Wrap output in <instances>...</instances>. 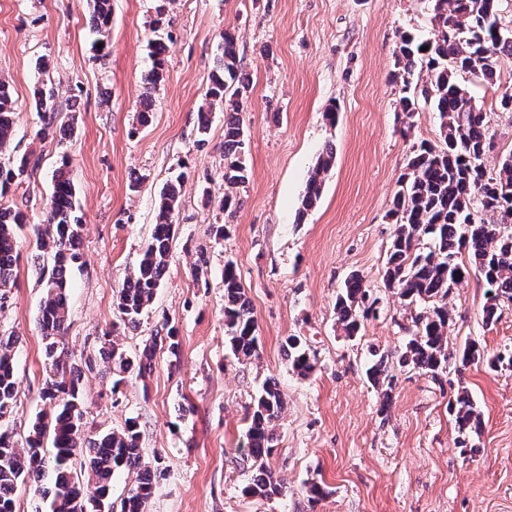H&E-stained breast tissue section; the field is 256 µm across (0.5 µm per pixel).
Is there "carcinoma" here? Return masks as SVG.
<instances>
[{
  "instance_id": "obj_1",
  "label": "carcinoma",
  "mask_w": 512,
  "mask_h": 512,
  "mask_svg": "<svg viewBox=\"0 0 512 512\" xmlns=\"http://www.w3.org/2000/svg\"><path fill=\"white\" fill-rule=\"evenodd\" d=\"M501 0H431L434 37L417 42L408 34L401 36L398 61L403 111L415 112V88L412 77L417 66L427 69L429 85L421 90L425 102L438 114L444 147L437 150L427 142L413 147L407 173L393 199L395 230L386 251L384 287L393 290L406 305L418 311L407 328L409 339L398 355V365L418 370L435 378L454 360L463 366L487 362L490 368L506 362L512 354H489L478 343L466 342L449 348L448 328L452 321L448 295L475 269L486 285L483 321L498 319L504 302H512V151L501 156L498 172L486 170L484 159L491 150L486 113L477 106L458 77L469 75L489 84L496 75L497 55H512V29L500 26ZM111 0H93L90 24L104 34L111 23ZM222 54L209 86L204 104L198 111L199 131L209 129L210 112L225 105L224 113V212L232 213L239 200L234 188L247 180L245 162L246 129L241 115V97L250 79L236 50L232 33L223 36ZM428 50H423V47ZM168 44L159 36L151 42L152 67L144 78L139 124H148L154 99L152 90L163 77ZM53 93L40 92L36 106L41 112L42 131L50 130L57 113ZM14 101L9 83L0 79V149L13 138ZM336 150L328 144L319 155L301 200L300 214L313 208L323 188V175L335 164ZM31 159L23 156L8 165L0 164V198L14 181L27 173ZM187 173L182 171L159 192L156 223L151 240L138 266L117 292V308L123 324L135 327L151 307L168 269L171 241L174 237L175 211L179 190ZM75 187L61 171L53 181L46 224L33 226L43 250L50 251L49 262L38 264L45 296L38 324L45 340L49 376L42 399L50 411L39 413L24 440L4 427L17 408L15 337L0 336V512H16V499L26 485L42 488L44 512H95L101 501L105 512H147L157 479L162 472V457L147 459L140 447V424L130 418L119 431L95 438L82 429L84 395L80 387L81 371L58 352L65 334L68 312V288L71 265L79 259L82 224L75 215ZM498 217L500 222H476L474 212ZM24 223L18 209L0 203V308L6 288L13 281L17 258L16 230ZM224 285V332L227 345L239 362L257 356V322L236 266L228 261L222 272ZM378 299L357 273L349 274L336 294V321L345 336L354 338L362 321L376 310ZM179 359L180 342L174 327L163 324L146 341L140 354L132 357L112 340V332L103 334L99 353L110 362L117 382L130 372L143 374L151 368L156 353ZM289 370L306 377L314 372L316 358L300 338L290 336L284 346ZM368 378L374 385L391 380L384 356L370 367ZM284 409V401L275 379L267 380L254 397L246 416V439L253 460V473L243 492L251 497L272 499L284 495V489L265 460L274 451L275 422ZM448 413L467 445L465 437L479 431L481 415L467 390L461 388L448 402ZM82 456L89 480L94 485L87 494L73 472L76 456ZM124 468L135 479L128 493L114 505L112 478Z\"/></svg>"
}]
</instances>
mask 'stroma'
Listing matches in <instances>:
<instances>
[{
    "mask_svg": "<svg viewBox=\"0 0 512 512\" xmlns=\"http://www.w3.org/2000/svg\"><path fill=\"white\" fill-rule=\"evenodd\" d=\"M160 5L172 40L151 121L142 126L137 115ZM91 11L92 0H0V78L11 85L17 112L0 163L23 155L38 163L9 197L26 216L15 282L0 308V333L17 340L15 431L25 434L45 407L44 288L33 267L32 227L44 222L53 175L64 164L83 224L64 357L82 369L86 434L122 429L134 417L146 457H163L148 512H512V368L454 364L434 379L396 366L386 402L366 377L370 349L387 354L408 339L411 310L382 281L392 201L413 146H437L441 138L429 105L405 116L393 74L402 34L432 38L430 0H112L102 52ZM227 31L251 80L243 102L247 181L230 216L221 208L223 108H213L207 133L198 130ZM462 82L487 114L493 148L484 163L497 171L500 156L512 151V112L498 105L512 94V56H499L495 84L469 75ZM44 86L54 89L58 111L46 137L35 108ZM331 104L333 124L324 117ZM329 143L335 165L320 200L298 218L308 176ZM182 170L188 176L163 286L140 325L124 328L117 291L150 238L160 189ZM217 225L223 237L214 235ZM202 254L201 280L193 268ZM229 260L258 325L259 355L242 363L224 343L221 273ZM353 272L379 303L350 339L334 306ZM484 302L478 273L453 288L451 343L512 352V303L488 325ZM165 323L177 330L178 362L160 354L144 376L115 383L98 353L100 336L112 332L135 354ZM290 336L306 339L316 355L309 377L288 368ZM269 378L285 409L266 464L285 493L257 500L243 492L252 474L245 417ZM460 385L482 421L464 447L448 413ZM314 482L323 497H311Z\"/></svg>",
    "mask_w": 512,
    "mask_h": 512,
    "instance_id": "1",
    "label": "stroma"
}]
</instances>
